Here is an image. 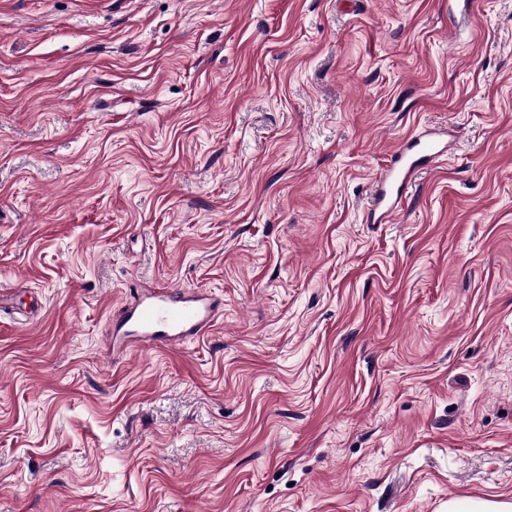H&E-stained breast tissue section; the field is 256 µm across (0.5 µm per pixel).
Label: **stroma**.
<instances>
[{
    "label": "stroma",
    "instance_id": "35a3bbf8",
    "mask_svg": "<svg viewBox=\"0 0 512 512\" xmlns=\"http://www.w3.org/2000/svg\"><path fill=\"white\" fill-rule=\"evenodd\" d=\"M0 290V512L512 501V0H0ZM444 148L431 140L421 137L411 138L401 143L389 155L392 167V191H387L383 185L375 183L370 197L371 209L368 217L373 222L386 219L393 220L398 210V200L406 193L409 185L428 162L442 155ZM221 304L204 291L186 292L160 288L141 293L123 312L116 324L112 344L105 349H130L145 342L152 347L169 348L186 338L207 334Z\"/></svg>",
    "mask_w": 512,
    "mask_h": 512
}]
</instances>
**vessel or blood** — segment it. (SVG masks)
Listing matches in <instances>:
<instances>
[{
    "label": "vessel or blood",
    "mask_w": 512,
    "mask_h": 512,
    "mask_svg": "<svg viewBox=\"0 0 512 512\" xmlns=\"http://www.w3.org/2000/svg\"><path fill=\"white\" fill-rule=\"evenodd\" d=\"M442 153L437 143L418 137L393 150L389 155L392 186L387 189L380 184L373 185L369 219L394 218L399 199L418 171ZM218 308V301L204 291L160 288L140 294L116 324L112 344L127 349L140 342L161 348L180 344L187 338L206 335Z\"/></svg>",
    "instance_id": "vessel-or-blood-1"
}]
</instances>
